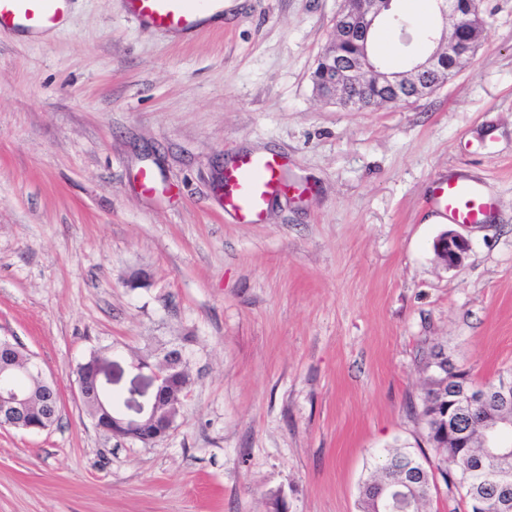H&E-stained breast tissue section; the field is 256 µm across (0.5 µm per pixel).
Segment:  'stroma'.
<instances>
[{
	"label": "stroma",
	"instance_id": "stroma-1",
	"mask_svg": "<svg viewBox=\"0 0 512 512\" xmlns=\"http://www.w3.org/2000/svg\"><path fill=\"white\" fill-rule=\"evenodd\" d=\"M233 2L195 36L124 0H71L47 41L0 32V336L61 395L48 430H0V512H358L383 449L435 455L409 412L422 352L512 371V0H481L488 38L446 85L365 111L312 92L341 0ZM394 10L398 70L427 31ZM247 153L293 186L259 224L217 191ZM451 171L499 205L454 268L428 216ZM174 347L192 385L169 433L98 429L73 368L100 352L132 416Z\"/></svg>",
	"mask_w": 512,
	"mask_h": 512
}]
</instances>
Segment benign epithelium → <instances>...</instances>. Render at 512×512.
Returning <instances> with one entry per match:
<instances>
[{"instance_id": "benign-epithelium-1", "label": "benign epithelium", "mask_w": 512, "mask_h": 512, "mask_svg": "<svg viewBox=\"0 0 512 512\" xmlns=\"http://www.w3.org/2000/svg\"><path fill=\"white\" fill-rule=\"evenodd\" d=\"M393 0H342L335 19L334 37L319 55L318 76L314 94L345 108L363 110L384 103L410 104L448 82V75L457 73L463 64L477 53L488 36V25L481 16V0H437L444 25L436 36L429 37L435 47L428 56L400 72H387L379 65L368 63L366 55L348 56L344 46L366 44L370 31L381 15L389 12ZM371 89L373 97L366 99L358 92ZM435 251L447 265H461L470 250L466 237L456 231L443 233L435 242ZM17 345L0 338V429L19 424L37 432L42 427L30 422L28 397L24 381L33 373H41L35 364L13 361ZM188 365L183 350L174 348L153 370L156 383L149 408L139 407L136 417H112V435L155 442L172 428L175 414L172 381L181 368ZM103 362L93 367L88 380L77 381L81 400L91 392L105 396L101 382Z\"/></svg>"}]
</instances>
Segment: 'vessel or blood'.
<instances>
[{
    "mask_svg": "<svg viewBox=\"0 0 512 512\" xmlns=\"http://www.w3.org/2000/svg\"><path fill=\"white\" fill-rule=\"evenodd\" d=\"M130 15L142 24L194 34L223 16L224 0H125ZM70 0H0V31L39 33L53 28ZM284 164L276 156L245 154L224 173L223 204L245 223L261 222L272 198L285 192ZM434 212L452 224H484L497 203L481 183L458 177L438 180L430 194Z\"/></svg>",
    "mask_w": 512,
    "mask_h": 512,
    "instance_id": "vessel-or-blood-1",
    "label": "vessel or blood"
}]
</instances>
